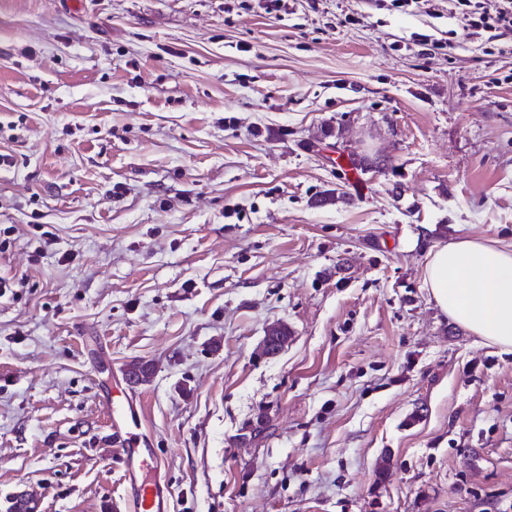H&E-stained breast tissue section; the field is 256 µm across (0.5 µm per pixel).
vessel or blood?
Segmentation results:
<instances>
[{
  "label": "vessel or blood",
  "instance_id": "b4317fda",
  "mask_svg": "<svg viewBox=\"0 0 512 512\" xmlns=\"http://www.w3.org/2000/svg\"><path fill=\"white\" fill-rule=\"evenodd\" d=\"M114 439L123 449V475L131 512H170L171 489L162 479L161 462L142 431V407L132 396L111 407Z\"/></svg>",
  "mask_w": 512,
  "mask_h": 512
}]
</instances>
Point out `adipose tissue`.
<instances>
[{
  "label": "adipose tissue",
  "instance_id": "adipose-tissue-1",
  "mask_svg": "<svg viewBox=\"0 0 512 512\" xmlns=\"http://www.w3.org/2000/svg\"><path fill=\"white\" fill-rule=\"evenodd\" d=\"M423 282L443 315L512 351V247L492 239L444 243L430 253Z\"/></svg>",
  "mask_w": 512,
  "mask_h": 512
}]
</instances>
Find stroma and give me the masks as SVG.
<instances>
[{
  "label": "stroma",
  "instance_id": "1",
  "mask_svg": "<svg viewBox=\"0 0 512 512\" xmlns=\"http://www.w3.org/2000/svg\"><path fill=\"white\" fill-rule=\"evenodd\" d=\"M502 45L448 0H0V512H130L117 383L170 512H512V352L423 285L512 245ZM288 341L286 329L280 326L271 327L267 330L262 342L261 352L264 356H276Z\"/></svg>",
  "mask_w": 512,
  "mask_h": 512
}]
</instances>
